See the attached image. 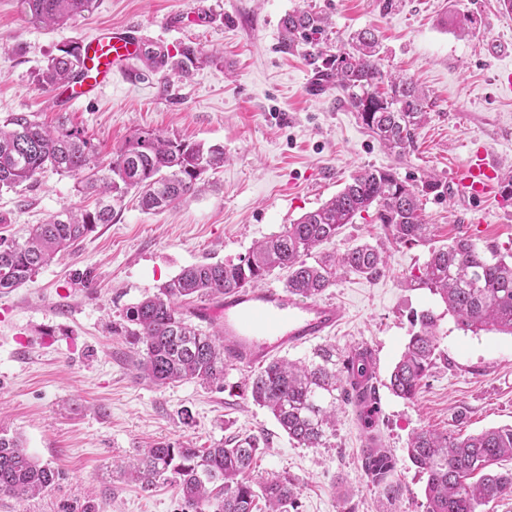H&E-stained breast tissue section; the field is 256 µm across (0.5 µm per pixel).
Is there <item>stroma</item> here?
<instances>
[{
    "instance_id": "1",
    "label": "stroma",
    "mask_w": 512,
    "mask_h": 512,
    "mask_svg": "<svg viewBox=\"0 0 512 512\" xmlns=\"http://www.w3.org/2000/svg\"><path fill=\"white\" fill-rule=\"evenodd\" d=\"M313 10L330 24L326 54L374 29L385 74L411 79L432 103L417 147L404 159L384 148L335 88L310 96L315 47L284 49L282 21ZM478 24L463 34L451 22ZM142 28L178 55L191 45L210 59L189 75L138 61L90 102L68 113L102 164L136 129H153L224 148V166L205 189L158 213L129 201L73 249L0 295V429L21 436L28 452L58 471L57 482L26 501L0 495V512H182L178 488L131 482L119 461L158 442L206 448L256 436L255 477L293 478L297 512H423L426 477L406 452L424 429L475 434L512 425V336L461 330L440 297L414 277L431 246L472 236L478 246L512 248V205L496 199L463 205L452 194L423 199L427 242L391 245L379 275H341L324 296L343 303L347 320L324 337L341 356L365 346L377 367L383 413L373 435L396 459V501L367 486L361 464L368 437L358 410L345 405L326 448H302L242 391L229 370L224 390L184 381L156 386L140 378V349L125 318L188 265L234 260L340 191L364 168L395 169L411 184L448 180L471 148L484 147L501 172L512 171V13L498 0H401L382 12L377 0H94L92 11L63 25L32 23L22 0H0V122L32 112L58 117L53 91L37 75L51 55L97 26ZM74 177L46 170L34 182L0 191V236L23 240L29 227L65 210L93 208ZM371 216L345 225L325 252L384 240ZM440 315L436 363L419 395H392L389 375L412 331L411 316Z\"/></svg>"
}]
</instances>
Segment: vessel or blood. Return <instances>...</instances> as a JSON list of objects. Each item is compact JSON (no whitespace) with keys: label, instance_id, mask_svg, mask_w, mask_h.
<instances>
[{"label":"vessel or blood","instance_id":"obj_1","mask_svg":"<svg viewBox=\"0 0 512 512\" xmlns=\"http://www.w3.org/2000/svg\"><path fill=\"white\" fill-rule=\"evenodd\" d=\"M148 41L139 27H102L80 41L83 65L58 90L54 105L67 110L96 98L114 76L128 72L142 59ZM460 197L472 201L501 187L500 171L484 148L472 151L469 161L450 176ZM194 319L218 327L224 338V360L249 371L290 348L334 333L346 311L330 299H304L284 288H242L219 300L192 307Z\"/></svg>","mask_w":512,"mask_h":512}]
</instances>
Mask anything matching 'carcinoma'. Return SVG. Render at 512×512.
I'll use <instances>...</instances> for the list:
<instances>
[{
    "instance_id": "cac0c4a2",
    "label": "carcinoma",
    "mask_w": 512,
    "mask_h": 512,
    "mask_svg": "<svg viewBox=\"0 0 512 512\" xmlns=\"http://www.w3.org/2000/svg\"><path fill=\"white\" fill-rule=\"evenodd\" d=\"M31 22L65 23L92 8L93 0H24ZM288 40L313 41L326 29L319 13L300 11L283 20ZM378 36L365 29L352 38L348 51L328 55L316 68V82L334 85L343 101L381 144L403 156L415 150L418 130L427 120V96L408 79L387 76L377 62ZM208 59L192 46L180 51L172 67ZM80 65L78 43L50 57L39 81L46 89L63 85ZM224 166V147L187 142L150 129H137L115 152L101 173L96 148L66 113L47 128L32 112H14L0 124V190L36 180L47 169L79 180L82 189L98 195L93 210L78 209L34 224L23 242L0 238V294L17 288L58 253L110 224L132 190L148 213L162 211L192 196L203 175ZM442 193L434 177L416 186L392 169H362L318 208L258 241L237 260L200 262L186 266L128 308L131 335L143 345L136 367L155 385L194 381L224 388L228 365L220 333L193 324L183 307L215 299L237 288H260L271 272L287 271L285 288L311 299L336 284L342 274L374 276L387 266L379 246L359 244L344 253L313 254L336 238L343 226L369 211L395 244L427 241L422 218L423 198ZM313 262H308V259ZM419 284L440 296L464 331H497L512 335V253L493 246L483 250L468 236L429 250L416 276ZM440 317L431 310L413 316L416 331L394 365L388 388L413 401L435 364ZM373 376L361 368L354 374L336 346L318 348L307 361L273 358L244 380L252 402L266 409L288 437L302 448H324L336 434L340 404H356L370 396ZM259 452L255 436L210 448H190L180 442H159L143 449L136 462L123 469L144 488L172 479L182 492L184 512H253L262 497L266 512H290L296 507L297 486L287 477L259 481L252 465ZM407 455L426 475L424 512H480V507L512 496V425L461 436L429 430L414 432ZM396 460L385 448H368L362 459L367 483L397 499L401 486L392 481ZM58 473L38 462L20 438L0 430V494L21 498L51 487Z\"/></svg>"
}]
</instances>
